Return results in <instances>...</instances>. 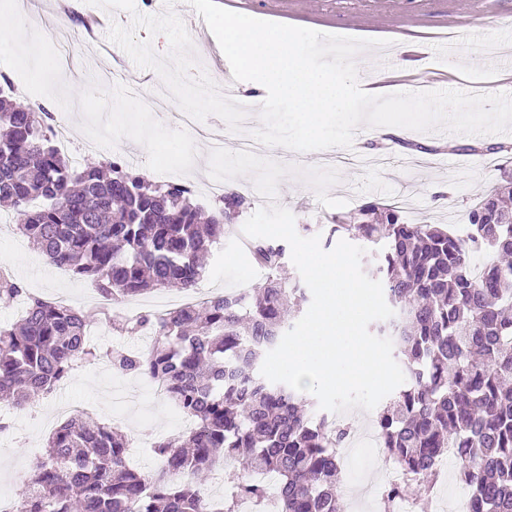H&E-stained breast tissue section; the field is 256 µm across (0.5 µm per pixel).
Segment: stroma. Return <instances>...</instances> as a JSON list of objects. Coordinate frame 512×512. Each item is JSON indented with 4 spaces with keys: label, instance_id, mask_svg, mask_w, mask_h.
<instances>
[{
    "label": "stroma",
    "instance_id": "obj_1",
    "mask_svg": "<svg viewBox=\"0 0 512 512\" xmlns=\"http://www.w3.org/2000/svg\"><path fill=\"white\" fill-rule=\"evenodd\" d=\"M25 24L15 36L0 38V75L19 87V101L49 107L70 121L75 141L96 142L92 160L121 157L145 177L173 175L203 188L209 177L206 136L221 134L225 149L238 150L260 120L235 124L223 99L224 61L208 50L210 29L187 0H32ZM221 7L253 18L314 29L327 34L379 39L383 48L357 57L358 78L386 77L400 92L427 90L443 74L446 86L466 92L492 88L512 94V0H221ZM106 15L107 29L96 39L81 35L90 13ZM427 47L416 58L408 41ZM195 115L193 129L180 128L177 113ZM428 146V163L413 167L404 141ZM433 133L400 128L382 135L359 128L352 150L363 167L342 166L327 193L343 199L334 210L323 207L312 186L295 175L277 188L279 205L326 236L334 214H350L368 201L403 200L402 215L412 223L466 224L467 211L489 194L512 154L494 155L486 165L466 152L435 148ZM235 230L225 231L207 258L198 287L223 292L255 286L263 269L240 244ZM15 225L0 224V266L9 268L27 292L48 301L83 296L94 284L46 261ZM144 376L125 374L106 360L76 367L61 389L62 401L88 414L118 422L128 435L150 429L157 442L181 432L180 413L166 399L153 398ZM48 395L11 410L0 432V488L18 498L45 452L49 436L32 418L51 412Z\"/></svg>",
    "mask_w": 512,
    "mask_h": 512
}]
</instances>
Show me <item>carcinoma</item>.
<instances>
[{
  "label": "carcinoma",
  "mask_w": 512,
  "mask_h": 512,
  "mask_svg": "<svg viewBox=\"0 0 512 512\" xmlns=\"http://www.w3.org/2000/svg\"><path fill=\"white\" fill-rule=\"evenodd\" d=\"M53 115L0 89V209L50 262L97 283L115 302L151 290L186 291L205 274L200 257L247 207L229 192L206 209L182 183L157 184L112 160L82 165L47 133ZM512 175L467 213L460 233L441 224H407L392 205L362 204L354 223L334 216L371 246L375 275L398 317L377 326L392 339L406 377L381 406L374 427L403 480L386 497L410 496L427 512L448 449L462 448L459 480L474 512H512ZM267 276L238 296L161 315L119 317L112 329L155 333L144 352L100 351L86 335L89 316L24 290L0 273V303L26 297L15 325L0 327V402L23 406L51 391L79 364L105 356L118 371L161 382L195 420L157 445L156 477L127 466L131 439L117 427L77 414L50 434L45 460L21 494L18 512H237L241 498L265 500L252 471L232 472L214 507L207 482L219 459L254 456L255 470L278 479L275 512H342L339 449L354 425L332 423L306 394L272 383L260 359L292 328L288 307L306 289L280 277L286 245L258 240ZM487 257L472 276L467 255Z\"/></svg>",
  "instance_id": "carcinoma-1"
}]
</instances>
